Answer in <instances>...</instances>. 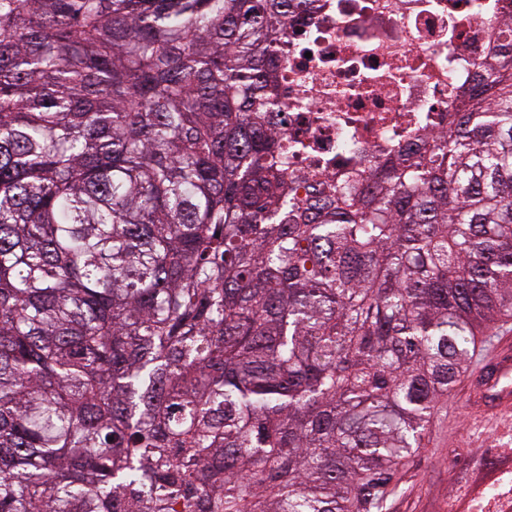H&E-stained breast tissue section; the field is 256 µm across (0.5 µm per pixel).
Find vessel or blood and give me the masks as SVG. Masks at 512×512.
Returning <instances> with one entry per match:
<instances>
[{"instance_id":"1","label":"vessel or blood","mask_w":512,"mask_h":512,"mask_svg":"<svg viewBox=\"0 0 512 512\" xmlns=\"http://www.w3.org/2000/svg\"><path fill=\"white\" fill-rule=\"evenodd\" d=\"M479 372L472 375V403L489 415L503 411L512 414V336L478 343Z\"/></svg>"}]
</instances>
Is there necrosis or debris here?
Here are the masks:
<instances>
[{"label":"necrosis or debris","instance_id":"4bbe7bcc","mask_svg":"<svg viewBox=\"0 0 512 512\" xmlns=\"http://www.w3.org/2000/svg\"><path fill=\"white\" fill-rule=\"evenodd\" d=\"M502 0H309L283 42L275 127L289 179L366 172L425 133L448 129L454 93L503 41ZM471 512H512V472Z\"/></svg>","mask_w":512,"mask_h":512}]
</instances>
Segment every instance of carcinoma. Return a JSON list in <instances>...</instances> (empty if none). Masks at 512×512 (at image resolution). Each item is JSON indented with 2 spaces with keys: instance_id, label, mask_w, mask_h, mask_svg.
Segmentation results:
<instances>
[{
  "instance_id": "1",
  "label": "carcinoma",
  "mask_w": 512,
  "mask_h": 512,
  "mask_svg": "<svg viewBox=\"0 0 512 512\" xmlns=\"http://www.w3.org/2000/svg\"><path fill=\"white\" fill-rule=\"evenodd\" d=\"M308 0H0V512H372L512 313V39L448 130L288 180Z\"/></svg>"
}]
</instances>
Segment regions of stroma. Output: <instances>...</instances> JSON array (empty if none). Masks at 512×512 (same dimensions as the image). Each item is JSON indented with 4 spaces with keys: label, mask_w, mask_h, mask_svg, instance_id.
Here are the masks:
<instances>
[{
    "label": "stroma",
    "mask_w": 512,
    "mask_h": 512,
    "mask_svg": "<svg viewBox=\"0 0 512 512\" xmlns=\"http://www.w3.org/2000/svg\"><path fill=\"white\" fill-rule=\"evenodd\" d=\"M463 383H456L429 426L426 446L399 469L382 512H448L449 496L465 501L501 469H512V453L489 456L497 443L493 426L464 402Z\"/></svg>",
    "instance_id": "stroma-1"
}]
</instances>
